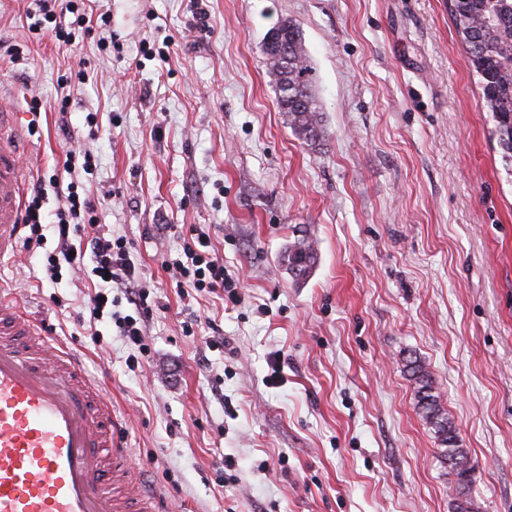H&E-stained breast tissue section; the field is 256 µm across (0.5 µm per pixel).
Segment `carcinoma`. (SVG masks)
<instances>
[{
  "mask_svg": "<svg viewBox=\"0 0 512 512\" xmlns=\"http://www.w3.org/2000/svg\"><path fill=\"white\" fill-rule=\"evenodd\" d=\"M450 15L468 66L480 77L502 159L512 167V0H458ZM263 45L267 47L266 66L288 125L300 139L316 141L322 132V113L300 29L284 21L270 30ZM281 262L296 278L303 279L316 263L315 248L309 239L299 237L282 252ZM408 371L416 385V408L438 442V460L455 476L456 512H477L478 506L464 492L471 481L472 467L467 450L459 447L457 426L434 393L424 364L412 360Z\"/></svg>",
  "mask_w": 512,
  "mask_h": 512,
  "instance_id": "carcinoma-1",
  "label": "carcinoma"
}]
</instances>
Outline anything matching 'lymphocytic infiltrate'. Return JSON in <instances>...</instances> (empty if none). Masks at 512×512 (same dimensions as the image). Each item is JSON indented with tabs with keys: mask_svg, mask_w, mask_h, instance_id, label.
I'll return each mask as SVG.
<instances>
[{
	"mask_svg": "<svg viewBox=\"0 0 512 512\" xmlns=\"http://www.w3.org/2000/svg\"><path fill=\"white\" fill-rule=\"evenodd\" d=\"M51 2L39 0V17L31 28L32 33H48L57 41L74 43L86 26L87 16L72 4L68 10L74 15L73 21L66 25L57 23ZM51 196L59 200L60 206L55 213L58 244L54 251L46 254L44 261L47 279L57 282L63 277V267L75 268L84 261H91L92 273L102 283L89 301L92 317L99 321L110 318L122 336L135 345H142L143 324L151 307L139 270L131 258V244L125 237L104 232L97 222L94 204L87 195L80 193L77 182L65 183L55 175L39 179L24 216V224L30 230L25 239L26 247L43 243L41 209ZM166 266L172 270L178 287L209 293L220 290L232 301L238 297L235 286L225 279L224 264L214 256L205 233L191 231L184 241L182 258L167 261ZM112 283L122 285L130 313L113 311V299L107 291Z\"/></svg>",
	"mask_w": 512,
	"mask_h": 512,
	"instance_id": "f902f5d3",
	"label": "lymphocytic infiltrate"
}]
</instances>
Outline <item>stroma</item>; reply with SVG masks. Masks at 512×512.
<instances>
[{"instance_id": "35a3bbf8", "label": "stroma", "mask_w": 512, "mask_h": 512, "mask_svg": "<svg viewBox=\"0 0 512 512\" xmlns=\"http://www.w3.org/2000/svg\"><path fill=\"white\" fill-rule=\"evenodd\" d=\"M92 8L110 26L67 46L30 33L36 0H0V98L40 106L27 184L63 174L68 148L93 155L78 183L133 244L147 351L91 317L86 272L45 280L56 200L41 209L43 246L0 261V290L101 382L159 512H454L414 357L469 452L470 497L512 512V171L448 0ZM285 19L322 107L313 144L288 126L261 52ZM194 228L238 302L182 296L165 268ZM301 230L317 262L299 280L280 254Z\"/></svg>"}]
</instances>
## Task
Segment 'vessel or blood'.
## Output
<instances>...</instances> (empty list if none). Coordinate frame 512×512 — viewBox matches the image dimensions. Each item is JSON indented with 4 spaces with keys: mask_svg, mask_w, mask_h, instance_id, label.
<instances>
[{
    "mask_svg": "<svg viewBox=\"0 0 512 512\" xmlns=\"http://www.w3.org/2000/svg\"><path fill=\"white\" fill-rule=\"evenodd\" d=\"M20 136V112L0 104V260L22 222ZM112 429L99 385L0 296V512H156L141 490L114 499L113 477L129 471Z\"/></svg>",
    "mask_w": 512,
    "mask_h": 512,
    "instance_id": "vessel-or-blood-1",
    "label": "vessel or blood"
}]
</instances>
